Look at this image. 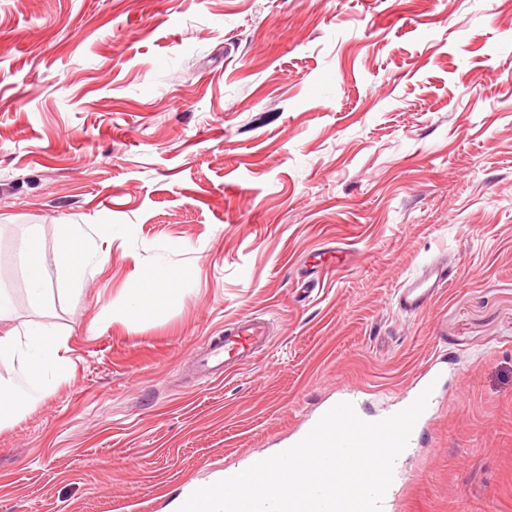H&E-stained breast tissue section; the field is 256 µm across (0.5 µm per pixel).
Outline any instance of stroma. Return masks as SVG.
I'll list each match as a JSON object with an SVG mask.
<instances>
[{"mask_svg": "<svg viewBox=\"0 0 512 512\" xmlns=\"http://www.w3.org/2000/svg\"><path fill=\"white\" fill-rule=\"evenodd\" d=\"M31 224L105 261L0 322L69 347L0 430V512H172L435 360L391 512H512V0H0V239ZM438 258L455 283L398 312ZM256 314L266 344L201 381L198 346ZM167 296L166 289L158 288L153 291L137 290L130 296L128 306L133 314L141 313L147 307L161 305Z\"/></svg>", "mask_w": 512, "mask_h": 512, "instance_id": "1", "label": "stroma"}]
</instances>
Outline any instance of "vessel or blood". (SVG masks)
Returning a JSON list of instances; mask_svg holds the SVG:
<instances>
[{"label":"vessel or blood","instance_id":"1","mask_svg":"<svg viewBox=\"0 0 512 512\" xmlns=\"http://www.w3.org/2000/svg\"><path fill=\"white\" fill-rule=\"evenodd\" d=\"M449 284L445 264L433 262L412 279L405 281L396 292V305L400 312L415 314L421 311L437 294ZM266 321L259 317H248L238 321L226 331L222 342L207 343L201 361L203 377L214 373L215 362H223L225 372H232L251 358L259 344L265 343Z\"/></svg>","mask_w":512,"mask_h":512}]
</instances>
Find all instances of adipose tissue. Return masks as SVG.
I'll return each instance as SVG.
<instances>
[{"instance_id":"ef3b65f1","label":"adipose tissue","mask_w":512,"mask_h":512,"mask_svg":"<svg viewBox=\"0 0 512 512\" xmlns=\"http://www.w3.org/2000/svg\"><path fill=\"white\" fill-rule=\"evenodd\" d=\"M20 255L27 298L32 305H43L49 297V273L37 225L26 228ZM103 260L80 225L63 226L55 242L58 273L74 284L91 264ZM67 350L65 339L39 321L27 322L22 331L0 335V358L18 364L15 375L0 376V429L21 419L45 396L68 362Z\"/></svg>"}]
</instances>
